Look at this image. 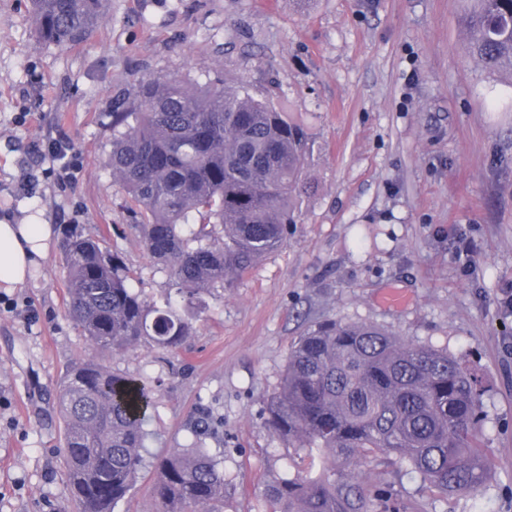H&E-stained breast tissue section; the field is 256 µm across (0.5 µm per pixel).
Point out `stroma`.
Returning <instances> with one entry per match:
<instances>
[{
    "mask_svg": "<svg viewBox=\"0 0 512 512\" xmlns=\"http://www.w3.org/2000/svg\"><path fill=\"white\" fill-rule=\"evenodd\" d=\"M462 0H112L73 47L39 41L27 0H0V219L52 227L45 257L0 309V512H62L57 388L96 358L68 316L64 227L103 239L164 304L174 289L129 230L109 163L112 101L142 79L243 81L314 144L300 221L279 251L206 294L181 342L106 357L146 383V466L114 512H158L155 464L199 443L224 468V512H269L262 488L330 453L265 425L288 351L325 321L364 322L447 351L483 389L476 493L440 499L409 468L346 465L392 493L373 512H512V87L466 52ZM75 148L60 173L38 151ZM474 253L456 251L458 237ZM39 147L40 152L47 157L53 165L66 174L76 168L74 147L66 140L53 139L48 140Z\"/></svg>",
    "mask_w": 512,
    "mask_h": 512,
    "instance_id": "obj_1",
    "label": "stroma"
}]
</instances>
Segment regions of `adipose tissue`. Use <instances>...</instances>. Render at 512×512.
<instances>
[{
    "label": "adipose tissue",
    "instance_id": "ef3b65f1",
    "mask_svg": "<svg viewBox=\"0 0 512 512\" xmlns=\"http://www.w3.org/2000/svg\"><path fill=\"white\" fill-rule=\"evenodd\" d=\"M51 237V225L39 221L0 222V283L8 288L25 283L28 269L45 255Z\"/></svg>",
    "mask_w": 512,
    "mask_h": 512
}]
</instances>
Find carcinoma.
Instances as JSON below:
<instances>
[{
	"mask_svg": "<svg viewBox=\"0 0 512 512\" xmlns=\"http://www.w3.org/2000/svg\"><path fill=\"white\" fill-rule=\"evenodd\" d=\"M40 41L71 47L109 0H30ZM468 54L493 82L512 85V0H466ZM312 144L303 125L245 86L141 80L112 102V171L131 203V232L163 266L175 295L164 306L130 287L102 240L71 231L60 251L68 313L102 354L143 340L176 346L201 296L282 247L307 194ZM71 512H114L145 464L149 391L99 361L70 366L57 397ZM279 440L332 453L317 477L265 485L270 512H370L368 491L338 463L384 456L442 498L475 493L489 470L476 444L484 421L474 376L448 353L404 343L367 323L329 322L288 352L264 400ZM160 512H224V469L193 444L158 461Z\"/></svg>",
	"mask_w": 512,
	"mask_h": 512,
	"instance_id": "carcinoma-1",
	"label": "carcinoma"
}]
</instances>
